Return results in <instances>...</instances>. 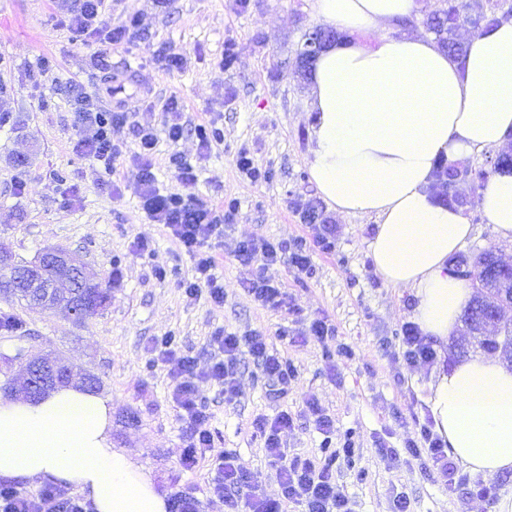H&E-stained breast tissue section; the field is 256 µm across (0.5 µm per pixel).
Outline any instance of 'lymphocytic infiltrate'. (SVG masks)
Wrapping results in <instances>:
<instances>
[{
  "label": "lymphocytic infiltrate",
  "instance_id": "1",
  "mask_svg": "<svg viewBox=\"0 0 512 512\" xmlns=\"http://www.w3.org/2000/svg\"><path fill=\"white\" fill-rule=\"evenodd\" d=\"M104 2L61 0L57 21L67 29L72 43L87 44L100 33L104 34L107 43H127L140 34L142 21L135 14L129 16L124 26L101 31L99 24ZM69 102L80 129V136L73 145L74 152L103 167L113 193H120L125 176L118 167L122 155L118 134L127 122L126 113L106 109L98 97L84 92L75 84L69 88ZM137 137V188L144 213L152 223L162 225L167 234L192 255L196 278L185 283L186 293L192 295L198 288L205 287L214 302L223 303L224 289L214 274L216 259L204 245L209 239L223 236L224 221L228 213L236 211V200L214 202L190 193L161 192L154 173L157 136L151 129L141 128ZM234 258L242 267L256 268L255 277L247 281V289L262 306L272 309L282 307L287 293L266 277L267 267L283 262L289 264L296 275L312 272L306 248L297 244L242 241L234 251ZM212 340L221 357L203 371L198 369L196 359L179 349L172 339H163L158 350V361L167 365L168 374L175 383L173 402L193 433L191 441L182 450L181 466L193 470L202 461H210L215 472L213 487L229 512H236L241 505L248 507L249 512H283V505L287 502L304 506L305 512H352L347 496L336 481V470L331 462L288 456L281 442L283 430L293 423L288 413H279L271 420L260 416L253 422L264 439L267 456L276 467L280 498L257 496V480L238 463L235 453L227 451L211 455V415L198 394L200 378L221 386L228 402L238 394L236 366L242 359H252L261 369L272 397L286 395L293 378V369L287 358L271 347L262 334L239 336L218 332ZM406 451L411 456L426 458L432 468L445 477H454L456 473L453 461L445 452L441 438L434 434L431 424L420 426L416 438L408 442ZM0 512H87V506L80 498L57 485H43L31 494L9 486L0 489Z\"/></svg>",
  "mask_w": 512,
  "mask_h": 512
}]
</instances>
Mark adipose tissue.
Here are the masks:
<instances>
[{"mask_svg": "<svg viewBox=\"0 0 512 512\" xmlns=\"http://www.w3.org/2000/svg\"><path fill=\"white\" fill-rule=\"evenodd\" d=\"M416 0H316L317 17L348 35L311 64L308 164L336 212L375 221L368 252L391 287L409 290L425 335L447 340L472 290L449 260L473 227L438 204L439 159L455 163L512 138V19L466 42L464 62L427 36L390 34ZM479 206L512 242V174H494ZM434 430L471 472H512V368L476 351L427 385ZM0 478L71 486L94 512H168L151 474L112 445V401L81 386L0 400Z\"/></svg>", "mask_w": 512, "mask_h": 512, "instance_id": "obj_1", "label": "adipose tissue"}]
</instances>
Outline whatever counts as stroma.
Here are the masks:
<instances>
[{
    "label": "stroma",
    "instance_id": "35a3bbf8",
    "mask_svg": "<svg viewBox=\"0 0 512 512\" xmlns=\"http://www.w3.org/2000/svg\"><path fill=\"white\" fill-rule=\"evenodd\" d=\"M315 0H171L160 9L156 0H105L107 26H122L138 14L144 30L134 42L106 48L94 41L69 42L58 27L52 0H0V247L16 261L32 260L56 247L79 255L112 295L111 304L84 323L0 294V314L21 320L19 330L0 328V385L21 382L17 350L34 356L63 358L76 378L95 375L98 392L112 399V443L126 449L153 475L167 500L194 498L198 512H225L214 494L209 465L184 470L182 448L190 438L171 400L173 382L167 369L152 362L150 348L174 338L207 368L214 355L215 330L268 336L295 368L288 394H266L265 378L252 360L238 369L239 395L225 403L211 381L199 391L211 418L215 452L235 451L259 478V490L281 493L253 421L288 411L293 424L282 435L289 455L321 453V435L308 409L315 402L336 421L338 432L352 431L353 463L335 464L336 479L352 512H394L406 497L409 512H497L496 502L470 497L478 476L458 468L454 480L428 475L419 459L405 454L418 420L429 416L424 398L433 372L450 367L463 353L479 350L477 340L465 347L442 346V360L406 369L400 358L403 326L411 322L408 292L388 286L368 255L374 233L369 218L329 210L311 180L307 156L312 118L305 70L299 54L309 32L320 27ZM187 58L182 70H164L153 54L162 43ZM52 67L40 84L29 69L41 57ZM102 97L106 107H121L129 119L119 137L124 143L120 169L128 186L113 197L89 160L72 147L79 130L68 104L70 84ZM184 105L185 133L178 142L165 136L170 97ZM208 120L224 130L223 143L204 152L193 133ZM153 128L158 136L154 173L161 191H183L169 164L178 154L194 166L198 181L191 193L215 201L237 198L239 212L215 249L224 302L208 293L188 298L183 282L195 276L190 256L164 228L145 219L133 182L138 151L136 130ZM248 150L256 165L270 170L269 182L240 178L235 160ZM79 189L80 201L65 204L63 184ZM320 214L336 227V251L315 246L317 225L304 212ZM474 228L462 249L466 258L493 251L512 265V243L487 224L478 205L467 207ZM303 240L312 258L311 275L296 276L289 265L266 269L267 277L288 293V309L261 306L246 288L251 270L233 257L240 241ZM152 251L138 255L136 241ZM120 280H113V268ZM334 327V334L309 336L313 320ZM400 450L394 466L380 461L379 446Z\"/></svg>",
    "mask_w": 512,
    "mask_h": 512
}]
</instances>
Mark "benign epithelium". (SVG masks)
<instances>
[{
	"mask_svg": "<svg viewBox=\"0 0 512 512\" xmlns=\"http://www.w3.org/2000/svg\"><path fill=\"white\" fill-rule=\"evenodd\" d=\"M0 270L11 273L22 272L16 284L27 289L40 305L51 307L54 290L58 284L66 283L77 289L73 293L75 301L68 305L64 314L71 319H83L87 305L95 298L101 284L97 276L77 256L63 249H46L31 262L20 268L14 263L9 251L0 248ZM18 360L24 363L25 380L21 388L9 385L6 392L20 397L36 399L43 390L61 384L71 369L63 362L52 357H26L22 354Z\"/></svg>",
	"mask_w": 512,
	"mask_h": 512,
	"instance_id": "7a95c632",
	"label": "benign epithelium"
}]
</instances>
